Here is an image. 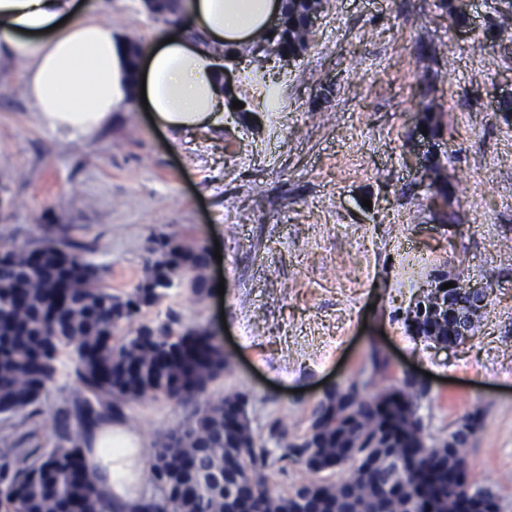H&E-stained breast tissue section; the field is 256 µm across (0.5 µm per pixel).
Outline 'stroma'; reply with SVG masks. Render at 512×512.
Instances as JSON below:
<instances>
[{
    "label": "stroma",
    "mask_w": 512,
    "mask_h": 512,
    "mask_svg": "<svg viewBox=\"0 0 512 512\" xmlns=\"http://www.w3.org/2000/svg\"><path fill=\"white\" fill-rule=\"evenodd\" d=\"M129 42L165 23L143 0H89ZM512 0H324L307 50L274 68L271 112H228L174 133L147 111L94 133L55 130L30 102L24 64L0 61V245L26 248L60 228L92 248L105 282L144 274L151 238L220 252L204 300L165 301L208 327L227 365L217 396H249L258 437L305 429L324 385L362 377L372 347L388 359L367 389L429 374L420 414L443 438L465 413L483 423L467 453L470 484L512 512ZM439 115L423 134V113ZM439 159L451 206H435ZM478 283L476 336L452 348L413 338L402 314L437 273ZM146 447L186 410L130 408Z\"/></svg>",
    "instance_id": "1"
}]
</instances>
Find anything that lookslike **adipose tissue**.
Here are the masks:
<instances>
[{
    "mask_svg": "<svg viewBox=\"0 0 512 512\" xmlns=\"http://www.w3.org/2000/svg\"><path fill=\"white\" fill-rule=\"evenodd\" d=\"M282 0H183L178 27L159 30L131 63L129 44L85 0H0V58L26 63V92L54 128L82 136L111 113L147 102L156 126L216 124L224 110L218 51L268 31ZM141 439L120 421L92 428L85 451L102 469L100 487L120 502L145 494Z\"/></svg>",
    "mask_w": 512,
    "mask_h": 512,
    "instance_id": "1",
    "label": "adipose tissue"
}]
</instances>
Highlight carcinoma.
Here are the masks:
<instances>
[{"label":"carcinoma","instance_id":"1","mask_svg":"<svg viewBox=\"0 0 512 512\" xmlns=\"http://www.w3.org/2000/svg\"><path fill=\"white\" fill-rule=\"evenodd\" d=\"M276 54H299L314 37L308 18L319 0H283ZM271 54L254 58L247 84L265 92ZM144 277L128 291L103 283L92 250L62 237L0 251V512H418L416 472H429L433 512H502L489 487L469 491L466 448L481 411L460 417L444 439L424 435L426 397L407 380L373 397L337 384L315 403L303 432L279 423L257 437L249 397L230 392L199 402L224 373L221 345L172 309L148 317L175 288L203 300L209 287L202 247L150 239ZM418 338L448 340V320L425 312ZM67 369L77 387L43 409L48 386ZM159 398L191 407L145 449L153 492L119 505L99 489L84 457L88 430L124 417L130 402ZM312 477L273 492L271 456Z\"/></svg>","mask_w":512,"mask_h":512}]
</instances>
